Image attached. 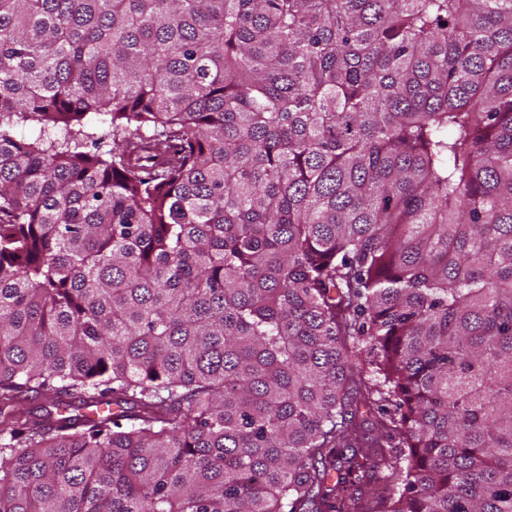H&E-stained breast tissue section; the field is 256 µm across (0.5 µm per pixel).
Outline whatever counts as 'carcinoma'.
Returning a JSON list of instances; mask_svg holds the SVG:
<instances>
[{
    "instance_id": "cac0c4a2",
    "label": "carcinoma",
    "mask_w": 512,
    "mask_h": 512,
    "mask_svg": "<svg viewBox=\"0 0 512 512\" xmlns=\"http://www.w3.org/2000/svg\"><path fill=\"white\" fill-rule=\"evenodd\" d=\"M369 471L512 512V0H0V512Z\"/></svg>"
}]
</instances>
